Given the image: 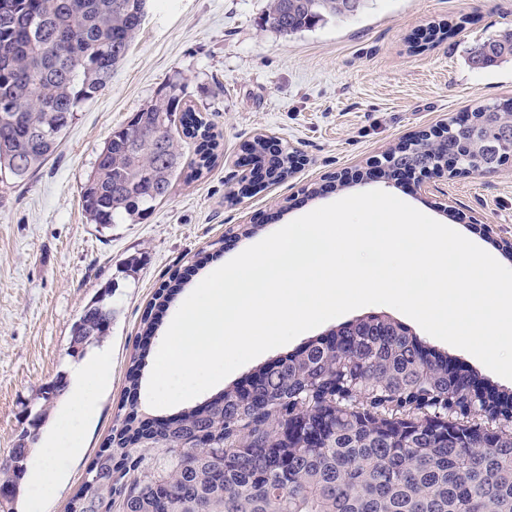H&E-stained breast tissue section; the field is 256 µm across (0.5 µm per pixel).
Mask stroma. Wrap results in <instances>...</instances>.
Here are the masks:
<instances>
[{
	"label": "stroma",
	"mask_w": 512,
	"mask_h": 512,
	"mask_svg": "<svg viewBox=\"0 0 512 512\" xmlns=\"http://www.w3.org/2000/svg\"><path fill=\"white\" fill-rule=\"evenodd\" d=\"M269 0H150L108 89L82 102L62 145L27 180L0 175V457L18 441L41 387L67 371L71 330L111 291L116 315L103 345L112 360L83 451L62 461L49 493H20L16 512H65L123 402L140 323L172 276L192 292L246 248L343 194L386 191L500 252L512 241V159L491 172L366 179L371 161L418 131L480 104L512 100V63L477 69L465 51L512 28V0H369L356 18L291 36L268 27ZM446 38L418 48L434 26ZM171 83L213 125L219 146L199 178L135 224L88 223L80 191L106 138ZM267 134L302 159L287 180L244 189L243 147ZM354 181L339 192L331 176ZM319 188L310 196L311 188ZM254 234L243 235L248 225Z\"/></svg>",
	"instance_id": "stroma-1"
}]
</instances>
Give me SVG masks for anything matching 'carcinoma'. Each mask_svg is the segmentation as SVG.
Returning a JSON list of instances; mask_svg holds the SVG:
<instances>
[{
    "mask_svg": "<svg viewBox=\"0 0 512 512\" xmlns=\"http://www.w3.org/2000/svg\"><path fill=\"white\" fill-rule=\"evenodd\" d=\"M148 0H0V172L24 180L53 156L82 101L112 82ZM367 0H276L268 22L283 35L355 18ZM469 62L512 59V30L475 43ZM169 91L112 132L81 188L93 224H124L165 200L181 177H199L218 143L212 124ZM475 130L453 122L434 142L417 135L391 149L393 168L455 162L491 171L512 157V117L497 104L471 110ZM181 128L196 161L182 165ZM284 148L275 177L293 172ZM174 276L142 317L126 400L66 512H512V393L386 315L347 323L260 366L178 415L141 411V368ZM112 303H88L71 352L110 333ZM68 388L59 375L40 390L32 428L0 472L17 489L40 423Z\"/></svg>",
    "mask_w": 512,
    "mask_h": 512,
    "instance_id": "cac0c4a2",
    "label": "carcinoma"
}]
</instances>
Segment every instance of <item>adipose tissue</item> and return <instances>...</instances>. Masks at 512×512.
Returning a JSON list of instances; mask_svg holds the SVG:
<instances>
[{
	"mask_svg": "<svg viewBox=\"0 0 512 512\" xmlns=\"http://www.w3.org/2000/svg\"><path fill=\"white\" fill-rule=\"evenodd\" d=\"M110 371L111 359L104 352L84 355L74 364L62 419L44 443V464L26 480L32 491L56 487L62 478L58 460L80 452L85 427L96 413V390Z\"/></svg>",
	"mask_w": 512,
	"mask_h": 512,
	"instance_id": "ef3b65f1",
	"label": "adipose tissue"
}]
</instances>
